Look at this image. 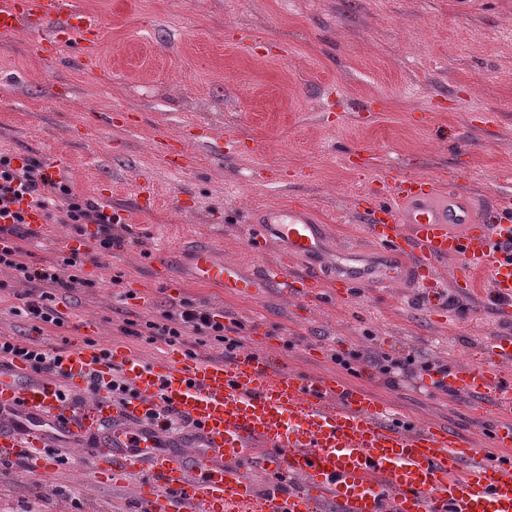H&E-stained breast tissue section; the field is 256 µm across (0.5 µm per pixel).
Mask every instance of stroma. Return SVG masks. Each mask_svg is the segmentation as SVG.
I'll return each instance as SVG.
<instances>
[{
  "instance_id": "1",
  "label": "stroma",
  "mask_w": 512,
  "mask_h": 512,
  "mask_svg": "<svg viewBox=\"0 0 512 512\" xmlns=\"http://www.w3.org/2000/svg\"><path fill=\"white\" fill-rule=\"evenodd\" d=\"M100 22V67L85 70L83 49L62 45L54 59L33 55L30 35L0 42V154L60 160L76 193L113 186L121 217L153 199L129 227L124 249L86 264L99 285L67 296L71 324L49 330L64 349L90 339L125 340L144 361L164 342L123 338V310L149 319L188 298L223 312L243 336L270 337L285 367L327 373L329 356L374 350L415 364H470L483 340L512 334V312L461 292L439 263L445 317L410 282L370 285L326 303L296 300L273 285L231 297L196 279L191 256L218 259L258 275L283 261L272 238L251 253L245 213L309 206L329 248L377 254L355 214L384 187L379 171L444 180L470 196L512 195V0H72ZM370 102L371 116L355 105ZM123 108L131 126H111ZM232 140L215 154L185 131ZM186 144L191 166L174 173L158 157L160 140ZM93 252L92 235L75 239L57 224L33 248L32 261L54 262L69 249ZM167 256L154 270L150 256ZM123 273L130 298L113 300L106 284ZM370 389L401 419L472 433L474 420L450 396L415 379ZM91 454L67 456L57 473L26 478L0 462V512H26L44 497L45 512H131L134 488L95 477Z\"/></svg>"
}]
</instances>
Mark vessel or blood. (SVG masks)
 Masks as SVG:
<instances>
[{
    "label": "vessel or blood",
    "mask_w": 512,
    "mask_h": 512,
    "mask_svg": "<svg viewBox=\"0 0 512 512\" xmlns=\"http://www.w3.org/2000/svg\"><path fill=\"white\" fill-rule=\"evenodd\" d=\"M30 29L34 53L84 43L97 64V22L69 0H0V36ZM385 196L363 211L377 261L341 253L336 293L410 278L435 296L437 262L456 258L459 287L490 283L492 304L512 306V197L475 207L436 181L385 169ZM248 245L269 235L289 255H319L324 241L309 209L291 205L251 217ZM198 279L249 292L251 279L212 250L194 253ZM265 281L296 294L312 277L288 263L266 267ZM481 361L438 375L460 405L496 432L466 436L403 422L365 385L286 370L273 358L238 351L200 358L175 351L143 362L130 349L85 342L62 353L58 372L34 376L27 362L0 366V460L28 474L54 473L60 460L97 441L93 473L136 480L138 512H512V336L484 342ZM121 369L132 389L79 402L57 396L89 374ZM193 434L173 431L171 417ZM267 451L261 472L241 465L253 445Z\"/></svg>",
    "instance_id": "vessel-or-blood-1"
}]
</instances>
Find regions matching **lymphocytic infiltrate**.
Masks as SVG:
<instances>
[{"label": "lymphocytic infiltrate", "mask_w": 512, "mask_h": 512, "mask_svg": "<svg viewBox=\"0 0 512 512\" xmlns=\"http://www.w3.org/2000/svg\"><path fill=\"white\" fill-rule=\"evenodd\" d=\"M33 211L40 212L44 223L70 225L79 236L88 225H95L96 249L102 255L123 249L127 241L116 231L120 216L107 206L77 195L63 178L46 173L39 162L0 155V270L10 274L9 280H0V291L12 289V313L29 322L34 332L23 341L0 336V359H22L40 374L52 372L60 361V349L43 338L46 330L62 327L66 321L59 297L95 287L96 282L84 277L88 258L76 249L56 263L37 266L28 262L24 245L33 238L27 221ZM120 331L169 345L209 338L222 344L228 354L243 345L242 339L226 334L218 313L190 299L172 304L153 319H124Z\"/></svg>", "instance_id": "obj_1"}]
</instances>
